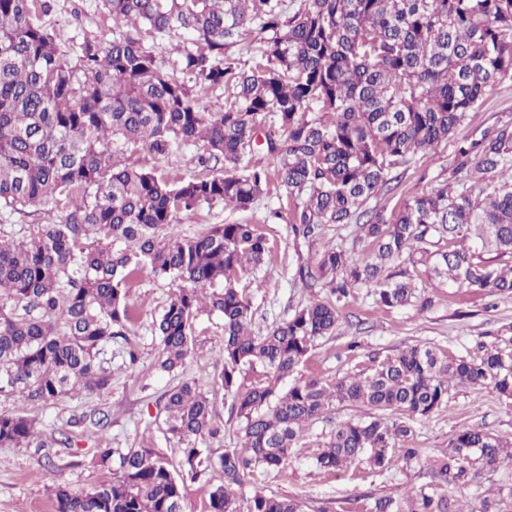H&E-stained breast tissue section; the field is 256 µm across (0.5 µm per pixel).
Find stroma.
Listing matches in <instances>:
<instances>
[{
	"mask_svg": "<svg viewBox=\"0 0 512 512\" xmlns=\"http://www.w3.org/2000/svg\"><path fill=\"white\" fill-rule=\"evenodd\" d=\"M45 21L78 38H112L113 23L97 10L96 0H56L55 11ZM503 123H512L510 79L489 89L480 111L473 113L469 123L434 152L418 157L398 186L391 193L372 199V206L388 214L399 212L404 201L448 179L458 139L478 137L485 129ZM130 161L174 181L203 172L192 146L180 147L168 161L144 149L132 154ZM289 209L287 191L274 182L268 194L249 210L217 206L183 212L173 227L175 234L191 238L210 224L247 223L257 225L265 235L273 252L270 266L247 271L239 281L251 302V328L257 335L287 320L298 306L312 300L313 291L296 278L301 263L314 261L327 247H347L352 241L349 228L338 224L323 226L314 238L295 239L290 231ZM418 284L432 299L431 306L424 310L413 305L381 308L366 289H354L334 335L313 347L300 367L301 374L333 381L367 369L374 358L420 343L434 345L451 357L479 356L483 343L512 352V297L491 296L472 288H449L423 273L418 276ZM177 289L169 279L152 277L141 278L131 288L127 303L135 313L132 340L140 360L136 368H127L124 341L118 339L106 346L103 358L112 371L109 389L81 391L49 404L25 406L0 397V413L24 409L46 435L62 431L72 438L71 446L58 448L51 468L45 467L42 455L34 449L0 447V512H52L55 484L63 483L79 492L111 479V472L94 468L91 463L96 440L101 436L114 448L156 449L171 469H180L183 445L165 434L160 409L163 394L191 377L199 379L203 391L217 395L221 433L206 445L212 465L188 484L183 512H208L210 491L224 481L218 459L238 441L231 401L221 398V389L213 381L222 364L224 321L219 315L200 313L195 323L194 353L184 370H159L157 360L162 345L153 322ZM98 410L108 414V425L102 430L91 422L93 412ZM368 413L365 407L337 406L330 420L311 426L305 447L296 449L283 468L252 472L237 491L239 503H246L253 490L260 489L296 499L302 512H375L380 499L391 498L405 505L419 493L434 492L459 501L471 512H480L487 498L497 502L499 512H512V466H477L464 483L451 485L433 477L426 464L427 458L447 451L453 433L464 426H479L491 434L512 438V400L501 398L488 388L451 389L446 410L413 424L411 445L419 449L421 461H396L382 472L362 465L335 474L317 470L312 458L318 440L329 434L337 422L364 418Z\"/></svg>",
	"mask_w": 512,
	"mask_h": 512,
	"instance_id": "35a3bbf8",
	"label": "stroma"
}]
</instances>
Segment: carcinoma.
<instances>
[{
    "label": "carcinoma",
    "instance_id": "1",
    "mask_svg": "<svg viewBox=\"0 0 512 512\" xmlns=\"http://www.w3.org/2000/svg\"><path fill=\"white\" fill-rule=\"evenodd\" d=\"M112 40H77L44 24L48 0H0V208L57 218L22 239H0V396L48 403L73 390L108 388L101 359L127 339V294L142 276L185 284L154 322L159 367L180 369L193 353L196 317L224 319L223 365L215 382L232 397L240 447L220 457L224 484L208 512H240L236 488L255 469H279L309 426L336 405L364 406L319 442L316 466L354 463L383 471L410 463L411 421L448 408L452 386L491 388L512 399V353L486 349L450 358L414 345L373 360L367 372L327 382L295 376L315 342L332 335L353 288L382 308L431 300L417 292L419 268L450 288L512 296V125L458 141L452 183L386 216L369 201L455 136L486 92L512 78V0H98ZM182 40L180 57L159 60L145 37ZM256 47L246 67L228 53ZM227 91L211 112L197 92ZM263 144H257L260 132ZM193 144L198 160L224 169L171 182L122 163L147 148L167 159ZM266 164L241 165L255 147ZM276 178L292 200L294 237L324 224L353 227L352 247L301 264L304 287L329 289L293 316L253 335L241 273L270 263L254 224H211L181 238V212L247 209ZM365 244L371 260L355 253ZM257 373L249 382L242 367ZM166 433L185 445L179 471L153 448L99 447L91 463L112 480L73 492L54 488V512H183L187 482L209 458L197 442L219 433L214 401L196 379L165 394ZM0 446L49 448L22 409L0 414ZM512 465V440L479 427L457 430L432 461L434 476L459 482L466 466ZM247 512H301L290 498L255 490ZM408 512H452L425 492Z\"/></svg>",
    "mask_w": 512,
    "mask_h": 512
}]
</instances>
